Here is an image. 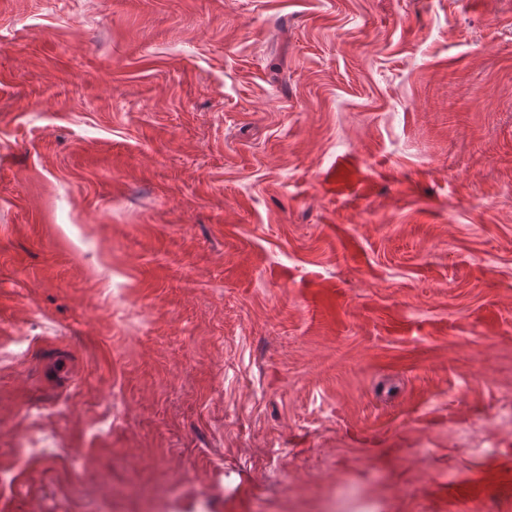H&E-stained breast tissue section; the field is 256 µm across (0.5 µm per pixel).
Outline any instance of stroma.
<instances>
[{"mask_svg": "<svg viewBox=\"0 0 512 512\" xmlns=\"http://www.w3.org/2000/svg\"><path fill=\"white\" fill-rule=\"evenodd\" d=\"M0 471L512 512V0H0Z\"/></svg>", "mask_w": 512, "mask_h": 512, "instance_id": "stroma-1", "label": "stroma"}]
</instances>
